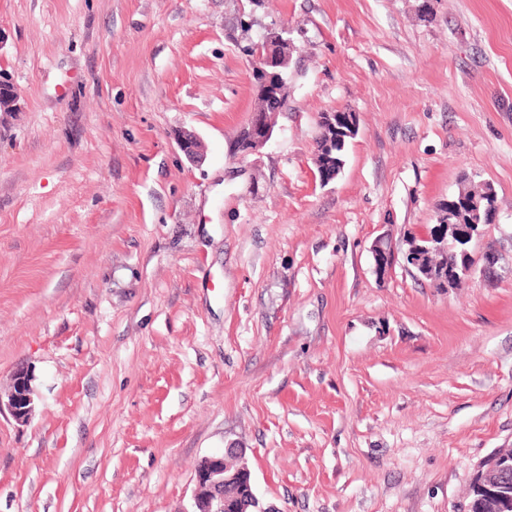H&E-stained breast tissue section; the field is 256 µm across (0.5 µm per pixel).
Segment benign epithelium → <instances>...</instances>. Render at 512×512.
Wrapping results in <instances>:
<instances>
[{
	"label": "benign epithelium",
	"mask_w": 512,
	"mask_h": 512,
	"mask_svg": "<svg viewBox=\"0 0 512 512\" xmlns=\"http://www.w3.org/2000/svg\"><path fill=\"white\" fill-rule=\"evenodd\" d=\"M287 46L288 39L284 38L283 33L270 31L262 37L260 50L256 55L264 74V93L271 99L277 98L281 93L283 69L288 64ZM1 90L4 94H0V110H18L21 92L10 79L2 75ZM246 130L247 138L237 149V154L242 157L259 153L270 140L273 126L269 111L256 109L251 112ZM178 144L189 161L194 163L199 159L200 147L196 136L185 133L179 137ZM424 250L426 247L413 243L407 252L400 255L384 235L377 236L370 247L375 272L381 280L385 279L400 258L416 269L421 268ZM497 263L498 255L491 251L470 257L457 275L458 285L467 284L477 273L482 276L494 273ZM32 381L31 370L19 368L14 374L7 400L0 399V408L6 407L15 422L21 425L28 423L34 412ZM244 456V449L229 447L222 454L202 459L196 469L195 489L190 505L183 509V512H280L274 505H265L255 496L243 503L224 494V483L228 481L242 478L252 481L251 471L239 465ZM511 468L512 448H503L492 456L490 465L483 470L486 499L495 504V512H507L512 508V493L509 492L504 479L505 472Z\"/></svg>",
	"instance_id": "1"
}]
</instances>
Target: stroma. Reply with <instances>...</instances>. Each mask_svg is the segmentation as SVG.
Returning a JSON list of instances; mask_svg holds the SVG:
<instances>
[{"label": "stroma", "instance_id": "35a3bbf8", "mask_svg": "<svg viewBox=\"0 0 512 512\" xmlns=\"http://www.w3.org/2000/svg\"><path fill=\"white\" fill-rule=\"evenodd\" d=\"M271 28L288 107L239 159ZM0 73V392L26 365L36 403L0 512H183L231 445L280 512H464L512 448V0H0ZM465 176L495 274L378 279ZM319 127L321 131L317 141L316 177L318 180H325L334 174L337 178L345 165L346 144L349 139L354 137L346 136L344 132L337 129L336 132L329 130L321 122H319ZM370 252L374 261L375 272L379 279H385L399 259V254L392 245V242L385 235L377 236L371 244ZM382 256L389 259V263L381 265L378 259Z\"/></svg>", "mask_w": 512, "mask_h": 512}]
</instances>
